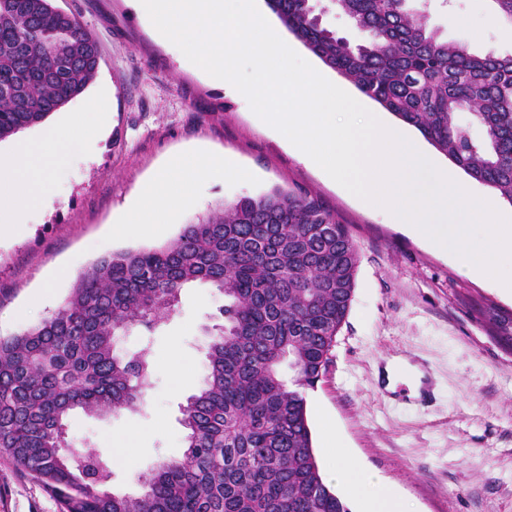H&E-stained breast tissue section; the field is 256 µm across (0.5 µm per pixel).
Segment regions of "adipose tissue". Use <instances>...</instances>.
Here are the masks:
<instances>
[{
    "label": "adipose tissue",
    "instance_id": "ef3b65f1",
    "mask_svg": "<svg viewBox=\"0 0 512 512\" xmlns=\"http://www.w3.org/2000/svg\"><path fill=\"white\" fill-rule=\"evenodd\" d=\"M74 121L50 127L42 140H15L9 158H0V234L21 229L37 203L54 201L51 175L68 155ZM210 163L204 158H181L149 183L139 203L130 211L120 230L145 234L159 223L168 205L185 201L187 192L201 181ZM325 451L331 459L330 478L367 512H408L403 498L382 478L357 466L346 449L336 442L332 428L324 430Z\"/></svg>",
    "mask_w": 512,
    "mask_h": 512
}]
</instances>
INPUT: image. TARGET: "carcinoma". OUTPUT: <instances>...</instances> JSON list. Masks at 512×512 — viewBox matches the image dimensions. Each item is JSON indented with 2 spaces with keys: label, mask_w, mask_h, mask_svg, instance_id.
Here are the masks:
<instances>
[{
  "label": "carcinoma",
  "mask_w": 512,
  "mask_h": 512,
  "mask_svg": "<svg viewBox=\"0 0 512 512\" xmlns=\"http://www.w3.org/2000/svg\"><path fill=\"white\" fill-rule=\"evenodd\" d=\"M313 55L416 128L472 180L512 203V53L478 54L428 24L429 0H329L364 34L327 27L320 0H264ZM96 40L53 0H0V140L43 122L93 80ZM472 112L482 133L458 120ZM360 262L346 225L316 198L274 188L223 202L151 249L112 252L37 325L0 337V454L60 512H351L321 472L306 392L331 362ZM224 297L208 373L181 407L182 459L111 491L112 466L72 448L71 411H137L153 374L152 333L184 288Z\"/></svg>",
  "instance_id": "cac0c4a2"
}]
</instances>
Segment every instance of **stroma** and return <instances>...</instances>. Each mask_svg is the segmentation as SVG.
Segmentation results:
<instances>
[{
    "mask_svg": "<svg viewBox=\"0 0 512 512\" xmlns=\"http://www.w3.org/2000/svg\"><path fill=\"white\" fill-rule=\"evenodd\" d=\"M54 4L93 35L100 63L83 94L47 122L76 112L95 124L84 105L104 93L108 135L94 145L74 141L52 175L53 206L35 207L21 232L0 237V336L57 309L77 274L98 258L163 245L218 203L275 187L315 196L349 228L360 262L332 360L306 394L313 436L328 418L354 461L387 479L411 512H512V339L491 319L496 313L512 321V295L492 278L463 274L453 256L304 161L231 88L210 81L158 38L131 0ZM429 24L474 51L512 52V26L498 19L491 0L434 6ZM198 155L232 161L240 173L213 171L193 198L167 210L153 234L117 233L147 181L176 159ZM223 303L213 289L193 286L161 329L136 328L119 339L125 351L152 347L154 374L141 411L72 415L76 448L111 457L114 492L139 493L138 475L182 457L181 408L204 381L205 329L219 322ZM388 362L425 374L432 403L421 405L410 390H382ZM0 512H59V504L0 455Z\"/></svg>",
    "mask_w": 512,
    "mask_h": 512,
    "instance_id": "stroma-1",
    "label": "stroma"
}]
</instances>
